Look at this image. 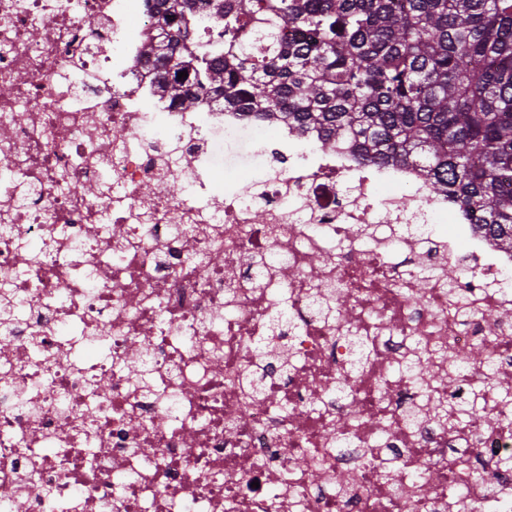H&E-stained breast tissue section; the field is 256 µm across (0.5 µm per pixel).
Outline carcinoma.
I'll return each mask as SVG.
<instances>
[{
	"instance_id": "cac0c4a2",
	"label": "carcinoma",
	"mask_w": 512,
	"mask_h": 512,
	"mask_svg": "<svg viewBox=\"0 0 512 512\" xmlns=\"http://www.w3.org/2000/svg\"><path fill=\"white\" fill-rule=\"evenodd\" d=\"M154 83L182 104L277 117L363 166H406L512 249V0H154ZM187 77L178 79V73ZM436 421L484 418L452 395L486 352L450 353Z\"/></svg>"
}]
</instances>
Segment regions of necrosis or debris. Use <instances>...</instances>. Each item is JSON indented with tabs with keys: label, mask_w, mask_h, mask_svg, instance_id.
<instances>
[{
	"label": "necrosis or debris",
	"mask_w": 512,
	"mask_h": 512,
	"mask_svg": "<svg viewBox=\"0 0 512 512\" xmlns=\"http://www.w3.org/2000/svg\"><path fill=\"white\" fill-rule=\"evenodd\" d=\"M150 27L0 0V512H487L502 405L412 428L404 357L491 337L512 385V252L416 170L161 96Z\"/></svg>",
	"instance_id": "necrosis-or-debris-1"
}]
</instances>
